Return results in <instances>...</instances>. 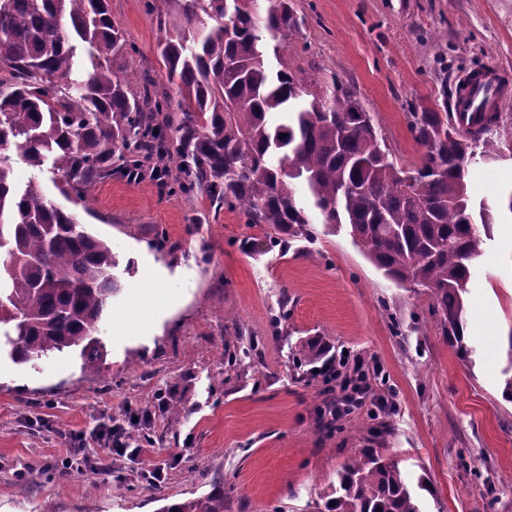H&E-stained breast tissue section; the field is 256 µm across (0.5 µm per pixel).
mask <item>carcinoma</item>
<instances>
[{
	"instance_id": "carcinoma-1",
	"label": "carcinoma",
	"mask_w": 512,
	"mask_h": 512,
	"mask_svg": "<svg viewBox=\"0 0 512 512\" xmlns=\"http://www.w3.org/2000/svg\"><path fill=\"white\" fill-rule=\"evenodd\" d=\"M161 37L167 84L130 65L139 49L112 22L110 0H0V325L13 331L12 360L30 362L83 345L101 357L102 314L118 291L112 244L48 199L33 178L17 184L12 153L50 165L66 200L119 175L128 180L161 157L152 179L173 197L204 198L208 224L239 209L267 224L270 244L310 238L308 208L348 226L352 240L397 285L427 288L429 314L463 359V294L494 218L475 205L469 161L496 156L501 113L464 131L449 112H410L425 147L420 163L393 158L373 117L331 77L271 73L267 43L284 44L305 16L295 0H144ZM504 396L512 401V329ZM318 337L299 340L295 368L317 376L333 363ZM399 463L364 448L338 474L326 512H422ZM224 512V491L163 512Z\"/></svg>"
}]
</instances>
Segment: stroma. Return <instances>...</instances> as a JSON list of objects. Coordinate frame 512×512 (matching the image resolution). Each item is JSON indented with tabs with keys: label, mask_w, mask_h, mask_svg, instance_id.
<instances>
[{
	"label": "stroma",
	"mask_w": 512,
	"mask_h": 512,
	"mask_svg": "<svg viewBox=\"0 0 512 512\" xmlns=\"http://www.w3.org/2000/svg\"><path fill=\"white\" fill-rule=\"evenodd\" d=\"M306 24L272 68L287 65L351 87L392 154L418 163L424 149L407 113L446 111L458 77L496 69L512 86V0H296ZM112 19L157 67L160 33L142 0H111ZM498 156L469 164L474 200L495 222L467 285L461 360L428 318L427 289L396 286L347 229L315 225V240L270 248L268 229L224 210L194 223L201 200L172 198L154 181L97 183L70 203L108 240L120 285L102 323V358L86 369L80 348L25 364L0 354V512H162L224 490V512H316L337 474L375 448L424 477L425 512H512V401L502 396L504 338L512 330V103L502 111ZM168 242L156 249V229ZM287 318H279L280 310ZM320 337L336 358L378 361L376 394L338 429L320 411L339 399L323 377L296 370L298 340ZM259 349L243 354L248 341ZM238 352L235 364L225 353ZM145 423L137 459L98 473L63 469L73 440L103 418ZM161 466L154 486L144 469ZM26 490H19V478Z\"/></svg>",
	"instance_id": "1"
}]
</instances>
